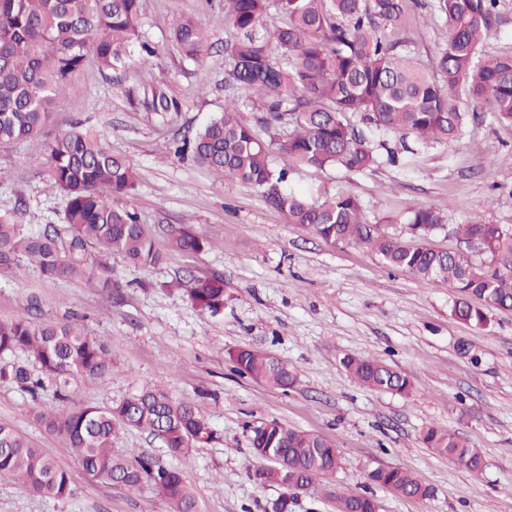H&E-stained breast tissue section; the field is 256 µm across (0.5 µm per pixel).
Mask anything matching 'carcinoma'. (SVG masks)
Returning a JSON list of instances; mask_svg holds the SVG:
<instances>
[{"label":"carcinoma","mask_w":512,"mask_h":512,"mask_svg":"<svg viewBox=\"0 0 512 512\" xmlns=\"http://www.w3.org/2000/svg\"><path fill=\"white\" fill-rule=\"evenodd\" d=\"M424 6L445 20L446 41L424 62L400 30L409 20V4ZM497 0H224V16L235 31L225 46L230 64L224 88L234 105L200 131L185 136L178 154H190L219 178L254 186L261 197L327 244L367 249L392 268L420 283L443 282L452 288L451 315L484 327L496 312L512 311V229L502 224L468 221L451 235L466 248L443 250L430 235L447 226L443 213L421 208L402 217L416 235L405 240L368 221L354 195L337 192L311 196L288 185V170L275 165L286 152L295 163L317 170L363 171L399 152L416 154L432 143L463 138L470 125L489 120L512 126V52L484 50L496 22ZM281 21L265 24L270 9ZM141 0H0V146L38 140L54 121L56 100L76 89L75 78L87 52L99 66L116 73L122 84L126 60L139 38ZM172 38L188 60L207 46L202 19L182 17ZM132 102L152 112L180 110L164 89L127 90ZM261 113L257 126L242 109ZM53 185L67 200L65 227L47 224L28 232L0 216V277L35 263L46 278L100 273L101 287L115 288L104 261L120 255L134 267L157 266L162 254L146 225L124 200L136 189L133 162L112 153L99 137L76 123L59 128L41 142ZM170 248L199 254L211 246L190 224L169 225ZM487 256L476 261L474 252ZM188 301L215 316L224 309V274L191 276L181 282ZM28 300L23 312L0 323V380L16 385L37 401L47 386L69 409L53 416L34 410L46 429L65 437L82 469L95 481L136 490L152 485L172 512H196L197 501L177 468L161 467L142 454L116 455L119 431L137 429L160 438L169 455L187 458L193 448L212 442L216 430L191 405L167 391L144 386L107 407L79 404L72 383L100 379L112 366V348L99 336L67 321L35 322ZM25 352L33 363L7 361ZM239 375L272 389L297 381L293 367L249 347L228 352ZM363 386L405 395L409 379L389 364L346 354L340 360ZM260 464L249 473L260 485L283 488L273 512H290L288 479L313 488L340 467L341 452L322 435L277 421L246 426ZM423 443L435 454L471 471L483 465L480 449L457 432L432 427ZM10 479L34 495L65 498L71 477L42 449L0 423V480ZM371 483L411 498H425L429 488L410 470L377 467ZM333 512H379L366 493L330 491Z\"/></svg>","instance_id":"1"}]
</instances>
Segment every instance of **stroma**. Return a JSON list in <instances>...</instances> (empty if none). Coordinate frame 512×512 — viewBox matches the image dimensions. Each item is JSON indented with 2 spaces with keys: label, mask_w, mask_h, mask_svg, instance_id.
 Wrapping results in <instances>:
<instances>
[{
  "label": "stroma",
  "mask_w": 512,
  "mask_h": 512,
  "mask_svg": "<svg viewBox=\"0 0 512 512\" xmlns=\"http://www.w3.org/2000/svg\"><path fill=\"white\" fill-rule=\"evenodd\" d=\"M178 16L201 17L210 47L184 59L171 38ZM140 35L155 54L132 62L131 85H161L181 109L164 116L131 105L112 74L87 57L78 90L61 97L58 121H74L97 134L113 153L129 157L137 187L126 203L155 236L164 260L143 271L126 259L108 260L120 289L111 293L88 278L48 279L34 267L0 279V322L37 296L41 321L70 319L112 348V368L101 380L80 383L79 403L109 406L139 386L166 389L192 404L217 432L189 459L169 456L161 440L136 430L120 432L117 454L151 456L182 470L199 512H269L280 487L263 486L248 473L257 464L245 424L277 421L334 441L341 466L318 490L298 496L292 512H330L327 491L373 494L380 512H512V314L493 315L487 327L461 323L450 313L447 284H424L388 268L354 245H330L285 217L251 186L219 180L171 143L200 130L231 106L224 90L233 32L224 0H142ZM291 187L315 194L348 192L374 224L395 217L389 232L410 237L400 216L432 207L448 224L477 219L512 225V127L482 124L472 137L435 143L410 162L361 172L292 166ZM65 197L52 189L45 158L21 141L0 147V214L31 232L64 221ZM189 224L213 239L196 255L167 249V225ZM224 275V308L210 316L194 309L176 279ZM467 343L462 355L459 343ZM249 346L293 366L288 390L259 385L234 373L228 350ZM384 361L412 382L409 394L358 384L340 366L343 355ZM62 411L52 389L38 400L0 382V423L43 448L72 477V493L41 497L0 482V512H171L151 485L128 490L88 476L62 436L48 433L32 414ZM432 426L449 428L480 448L484 467L469 471L421 443ZM399 465L433 493L409 499L371 484L370 470Z\"/></svg>",
  "instance_id": "stroma-1"
}]
</instances>
